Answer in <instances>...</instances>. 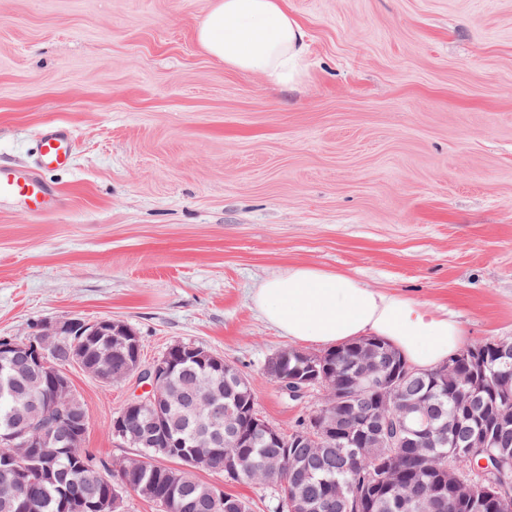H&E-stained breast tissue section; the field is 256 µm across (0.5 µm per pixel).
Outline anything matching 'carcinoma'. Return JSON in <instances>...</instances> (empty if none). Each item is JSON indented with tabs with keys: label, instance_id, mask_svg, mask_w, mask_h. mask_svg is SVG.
Segmentation results:
<instances>
[{
	"label": "carcinoma",
	"instance_id": "cac0c4a2",
	"mask_svg": "<svg viewBox=\"0 0 512 512\" xmlns=\"http://www.w3.org/2000/svg\"><path fill=\"white\" fill-rule=\"evenodd\" d=\"M375 362L386 372L395 373L391 395L401 402L425 403L434 434L410 436L400 447L372 448L367 457L355 452L353 440L366 433L371 424L369 410L379 396L378 390H353L350 378L358 371L361 355L356 344L348 343L321 355L312 354V364L326 378L323 387L339 393L338 412L346 420V435L321 442L318 447L300 448L295 438L313 435L314 416L310 415L290 432H281L283 445L270 444L256 433L250 442L237 445L226 441L217 446L201 435L198 419L207 413L206 402L199 398L189 408L172 401L165 412L175 448L143 449V465L129 475L123 466H112L90 454L73 456L66 442L58 444L55 455L42 458L30 455L13 457L0 447V512H17L14 498L30 501V512H64L66 485L61 475L69 473L73 490L84 495L104 494L113 489L119 494L150 489L148 500L160 512H250L247 500L231 493L216 503L203 500L206 484L199 481L186 456L199 449L217 451L215 471L227 482L251 481L264 484L276 493V512H289L288 499L300 493L306 512H512V502L495 500L479 486L467 500L457 498L448 485V460L455 461L461 475H469L467 445L477 438L488 439L493 451L507 460L505 477L512 480V422L499 420V413L512 406V392L499 386L512 380V364L494 359L483 370H473L463 357L450 355L443 365L420 371L408 364L403 355L379 337ZM112 350V340L89 339L74 330L62 341L50 362L73 354L79 356L82 369L92 367L98 358ZM15 375L10 365L0 360V434L13 428L27 400L35 391L34 382ZM227 383L223 402L236 406L237 387L230 375L207 366L179 362L169 374L167 387L182 392L189 387L204 392L212 385ZM475 383L484 396V412L471 415L466 399L458 389ZM246 459L249 468L241 470L237 460ZM176 461L177 482L169 479L172 467L163 461ZM25 473L22 484L10 488L15 470ZM348 486V503L334 502L336 487Z\"/></svg>",
	"mask_w": 512,
	"mask_h": 512
}]
</instances>
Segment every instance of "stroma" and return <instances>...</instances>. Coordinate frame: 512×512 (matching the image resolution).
Wrapping results in <instances>:
<instances>
[{"label":"stroma","mask_w":512,"mask_h":512,"mask_svg":"<svg viewBox=\"0 0 512 512\" xmlns=\"http://www.w3.org/2000/svg\"><path fill=\"white\" fill-rule=\"evenodd\" d=\"M284 3L309 45L290 86L200 46L211 0H0V164L29 167L48 125L74 139L72 165L44 173L60 211L0 208V336L80 317L128 325L148 363L204 347L287 432L324 394L286 400L265 364L322 347L251 293L290 266L448 310L467 344L512 340V0ZM65 372L86 452L136 457L111 433L135 382Z\"/></svg>","instance_id":"35a3bbf8"}]
</instances>
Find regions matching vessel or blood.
Instances as JSON below:
<instances>
[{"instance_id":"vessel-or-blood-1","label":"vessel or blood","mask_w":512,"mask_h":512,"mask_svg":"<svg viewBox=\"0 0 512 512\" xmlns=\"http://www.w3.org/2000/svg\"><path fill=\"white\" fill-rule=\"evenodd\" d=\"M72 149L73 137L68 128L47 126L38 141L33 167L17 170L0 165V204H20L35 216L56 210L61 203V197L44 180L43 173L68 165Z\"/></svg>"}]
</instances>
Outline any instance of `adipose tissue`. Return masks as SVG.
Wrapping results in <instances>:
<instances>
[{
    "label": "adipose tissue",
    "mask_w": 512,
    "mask_h": 512,
    "mask_svg": "<svg viewBox=\"0 0 512 512\" xmlns=\"http://www.w3.org/2000/svg\"><path fill=\"white\" fill-rule=\"evenodd\" d=\"M197 39L210 55L238 70L283 84L294 81L308 50V34L283 0H213ZM251 301L292 340L332 346L379 336L421 370L438 367L465 341L464 329L447 314L307 265L263 281Z\"/></svg>",
    "instance_id": "ef3b65f1"
}]
</instances>
